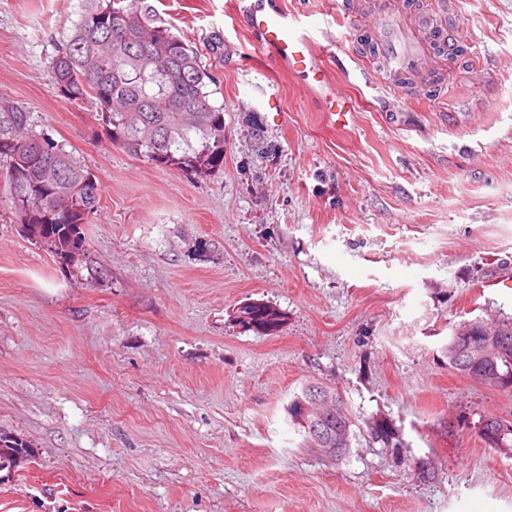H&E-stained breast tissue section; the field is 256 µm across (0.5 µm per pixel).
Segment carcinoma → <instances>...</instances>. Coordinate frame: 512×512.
<instances>
[{
	"instance_id": "carcinoma-1",
	"label": "carcinoma",
	"mask_w": 512,
	"mask_h": 512,
	"mask_svg": "<svg viewBox=\"0 0 512 512\" xmlns=\"http://www.w3.org/2000/svg\"><path fill=\"white\" fill-rule=\"evenodd\" d=\"M163 21L147 0H82L77 21L55 56L52 82L72 106L92 98L100 109L102 134L114 146L138 159L206 173L224 167V105L213 103V75L198 50ZM100 207L95 176L63 145L31 124L30 112L0 94V208L23 224L28 236L71 259L84 251V226ZM244 327L273 331L280 314L265 303L242 308ZM489 326L507 336L509 353L495 362L462 366L464 342H448V364L465 375H492L491 389L512 390V318ZM331 391L320 383L295 396L291 415L303 429L305 444L321 455L338 458L351 448L353 421L333 414L321 427L301 406ZM480 437L491 448L512 456V422L487 418L479 422ZM30 456L24 440L0 431V468H15Z\"/></svg>"
}]
</instances>
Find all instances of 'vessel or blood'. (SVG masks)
<instances>
[{"label":"vessel or blood","instance_id":"vessel-or-blood-1","mask_svg":"<svg viewBox=\"0 0 512 512\" xmlns=\"http://www.w3.org/2000/svg\"><path fill=\"white\" fill-rule=\"evenodd\" d=\"M245 13L247 27L260 45L272 50L308 88L321 93L325 112L336 122H345L353 105L349 99L330 92L327 70L317 58V42L299 18L255 4L246 6ZM443 17L440 11L405 12L397 0H388L373 13L371 29L376 50L385 61L380 78L396 99L407 100L416 88L440 82L443 58L457 54L456 39Z\"/></svg>","mask_w":512,"mask_h":512}]
</instances>
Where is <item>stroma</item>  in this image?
<instances>
[{"mask_svg": "<svg viewBox=\"0 0 512 512\" xmlns=\"http://www.w3.org/2000/svg\"><path fill=\"white\" fill-rule=\"evenodd\" d=\"M149 2L216 79L223 170L135 158L95 103L58 96L81 0H0V93L101 198L74 262L0 211V430L31 447L0 471V512H512V457L476 432L512 421V392L444 353L463 323L512 317V0H458L474 51L406 104L362 42L375 0H262L317 28L343 127L259 54L250 0ZM250 302L277 330L239 323ZM311 381L355 422L342 459L289 413Z\"/></svg>", "mask_w": 512, "mask_h": 512, "instance_id": "obj_1", "label": "stroma"}]
</instances>
